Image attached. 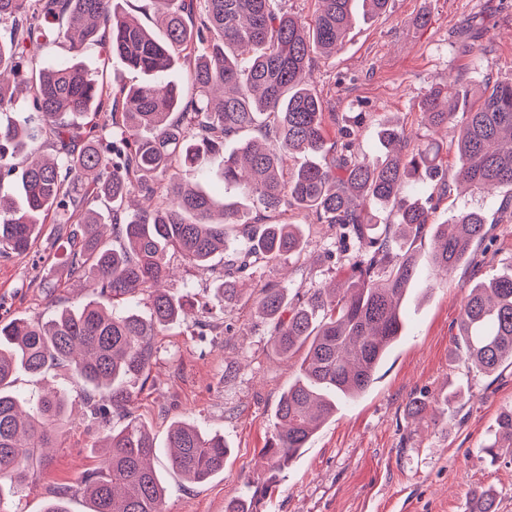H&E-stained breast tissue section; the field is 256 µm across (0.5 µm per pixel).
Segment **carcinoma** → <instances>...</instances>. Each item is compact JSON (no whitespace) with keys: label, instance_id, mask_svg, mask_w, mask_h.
<instances>
[{"label":"carcinoma","instance_id":"1","mask_svg":"<svg viewBox=\"0 0 512 512\" xmlns=\"http://www.w3.org/2000/svg\"><path fill=\"white\" fill-rule=\"evenodd\" d=\"M355 0H317L309 20L282 0H149L163 36L118 8V0H0V111L29 96V115L0 122V181L16 182L21 202L0 195V256L29 252L45 224L66 236L65 265L85 279L96 300L65 307L51 318L0 319V512L4 488L36 475L71 422L72 394L50 391L20 400L12 387L24 371L40 375L68 367L78 395L104 428L102 467L76 486L91 512H164L165 487L152 465L156 444L127 407L143 389L153 338L181 321L183 296L165 287L177 256L198 269L223 261L216 301L222 308L254 300L270 340L285 359L304 351L295 381L282 393L273 432L262 454L270 467L246 482L247 494L225 512H253L276 474L303 453L337 404L358 398L401 336L402 301L421 259L400 239L428 237L427 264L446 277L465 265L486 236L483 214L460 212L436 224L428 203L409 201L425 182L448 190L439 168L440 145L413 144L406 130L383 124V153L359 157L351 142L330 139L324 103L306 74L317 59L341 48ZM78 52L97 45L146 79L126 87L100 85L79 62L25 70L47 38ZM187 61L192 92L164 81ZM471 89L453 84L419 102L427 125L448 124V96ZM246 131L254 136L244 139ZM53 141L50 161L27 162ZM458 172L480 190L512 185V79L483 83L462 112ZM303 158L294 170L288 158ZM223 163L225 184L241 188L259 214L310 211L338 231L346 287L309 289L264 284L256 297L239 288L241 275L272 263L299 262L307 249L300 225L269 222L251 231L238 205L183 182L194 169L208 177ZM390 208L384 225L370 209ZM149 305L150 318L138 307ZM465 362L485 373L512 364V268L468 289L459 328ZM128 418L119 430L112 413ZM169 460L190 483L224 471L229 447L221 435L176 421L168 432ZM512 451V407L497 419L482 448L496 460ZM468 512H499L494 491L475 488Z\"/></svg>","mask_w":512,"mask_h":512}]
</instances>
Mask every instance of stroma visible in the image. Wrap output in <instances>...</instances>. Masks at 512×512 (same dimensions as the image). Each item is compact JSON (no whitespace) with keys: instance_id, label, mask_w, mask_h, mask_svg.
<instances>
[{"instance_id":"obj_1","label":"stroma","mask_w":512,"mask_h":512,"mask_svg":"<svg viewBox=\"0 0 512 512\" xmlns=\"http://www.w3.org/2000/svg\"><path fill=\"white\" fill-rule=\"evenodd\" d=\"M83 66L107 85L136 84L140 72L97 47L84 50ZM512 78V0H391L386 14L355 15L342 48L317 62L311 79L336 115L337 126L361 116L353 149L374 158L377 131L392 120L415 137L425 128L417 107L428 91L448 80L479 90L483 70ZM457 122L440 129L441 172L448 193L432 218L453 223L464 210L483 213L492 231L477 255V270H459L436 283L421 265L405 306V323L368 391L338 410L311 439L305 452L279 476L257 512H466L475 487L495 489L499 512H512V454L489 461L481 451L493 436L499 413L512 406V365L492 374L470 371L459 358L458 320L473 278L489 279L512 267V187L487 194L457 178ZM283 222L301 225L306 261L293 272L303 292L330 281L337 254L335 228L311 214L291 210ZM53 225L23 255L0 256V318H50L58 308L91 300L82 280L66 276ZM57 257L56 287L41 281L44 255ZM189 316L153 340L145 387L129 410L166 446L171 423L185 418L199 429L224 435L231 453L224 471L193 485L174 471L166 454L153 465L166 488L164 512H224L240 496L249 476L266 471L260 454L272 431L281 394L297 374V359L273 350L268 327L253 303L219 308L211 271L178 265ZM455 390L449 407L412 417V398ZM101 428L84 406H76L56 435L46 467L9 494L10 512H42L46 501L66 491L69 512H89L75 487L101 466Z\"/></svg>"}]
</instances>
